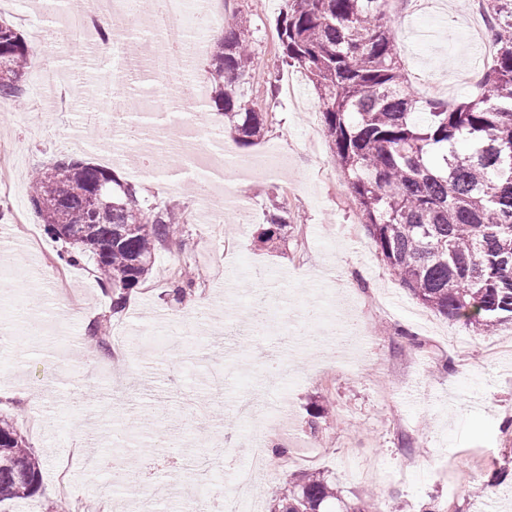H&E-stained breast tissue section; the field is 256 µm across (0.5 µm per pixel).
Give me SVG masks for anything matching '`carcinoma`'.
I'll list each match as a JSON object with an SVG mask.
<instances>
[{
	"mask_svg": "<svg viewBox=\"0 0 512 512\" xmlns=\"http://www.w3.org/2000/svg\"><path fill=\"white\" fill-rule=\"evenodd\" d=\"M390 0H284L276 20L283 61L312 84L336 167L382 260L419 304L482 336L512 322V0H480L495 48L481 92L448 104L411 89L388 24ZM206 107L224 113L245 146L266 126L248 97L255 71L247 22L223 25ZM31 49L0 18V103L27 97ZM115 171L61 159L35 172L30 203L70 265L90 254L110 312L122 313L178 217L145 209ZM288 205L271 203L257 235L285 240ZM42 462L0 418V504L36 495ZM336 485L306 472L272 493L275 512H332Z\"/></svg>",
	"mask_w": 512,
	"mask_h": 512,
	"instance_id": "obj_1",
	"label": "carcinoma"
}]
</instances>
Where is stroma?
Returning a JSON list of instances; mask_svg holds the SVG:
<instances>
[{"instance_id": "stroma-1", "label": "stroma", "mask_w": 512, "mask_h": 512, "mask_svg": "<svg viewBox=\"0 0 512 512\" xmlns=\"http://www.w3.org/2000/svg\"><path fill=\"white\" fill-rule=\"evenodd\" d=\"M443 2L420 13L412 0H395L390 25L407 74L445 77L470 66L465 22L474 9ZM38 3L14 0L5 13L33 48L28 95L43 106L34 113L0 104V143L23 155L16 192L0 196V228L23 237L20 220L36 219L29 201L33 169L67 157L114 169L137 185L143 207L199 208L175 156H156L157 168L171 178L161 185L94 144L83 115L97 97L116 91L107 82L109 59L63 40L41 22ZM282 7V0L229 4L227 19L246 20L255 31L258 66L248 93L261 97L270 83L290 79L312 103L316 95L304 74L282 64L266 41ZM42 66L57 70L70 89L68 124L36 83ZM270 110L259 140L236 148L246 161H261L270 150L285 158L278 172L250 178L242 193L250 222L225 216L212 238L205 225L182 224L121 314L109 312L94 259L64 264L62 243L46 235L40 246L0 251V333L11 338L0 345V387L11 393L0 399V415L14 417L42 461L39 493L0 505V512H43L44 503L60 498L63 471L83 490L90 512L100 506L121 512L101 499L104 477L81 465L97 449H126L127 464L144 474L135 490L152 502L195 494L198 483L178 485L170 471L154 472L155 443L178 437L167 453L186 471L219 458L224 444L245 443L253 430L302 456L261 480L264 508L268 487L314 470L336 485V512H372L378 500L389 512H512V353L489 354L497 342H512V323L476 336L413 300L360 222L322 116L306 120L282 97ZM287 185L298 221L269 251L257 246L256 234ZM187 262L194 288L180 300L173 290ZM48 267L50 279L43 276ZM200 299L207 302L206 320L187 341L170 346L177 324L197 313ZM97 319L122 328L124 347L102 349L88 340L87 327ZM345 319L360 323L363 333L342 345L334 331ZM90 357L101 363L92 380L85 376ZM245 396L261 403L260 416L238 414ZM283 400L292 407L285 439L275 419Z\"/></svg>"}]
</instances>
